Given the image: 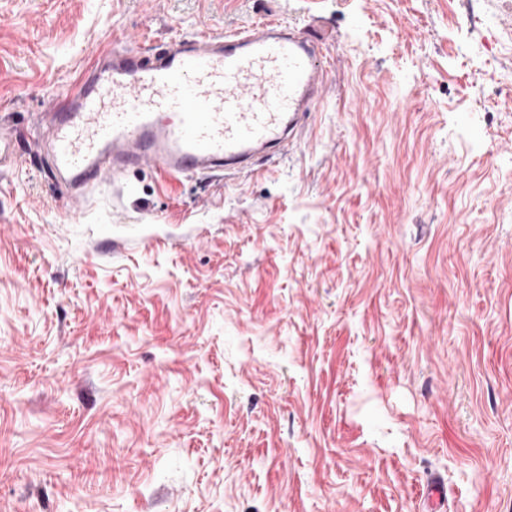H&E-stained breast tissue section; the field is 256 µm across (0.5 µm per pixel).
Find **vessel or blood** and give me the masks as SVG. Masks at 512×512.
Wrapping results in <instances>:
<instances>
[{"label": "vessel or blood", "mask_w": 512, "mask_h": 512, "mask_svg": "<svg viewBox=\"0 0 512 512\" xmlns=\"http://www.w3.org/2000/svg\"><path fill=\"white\" fill-rule=\"evenodd\" d=\"M42 132L54 180L87 191L132 166L241 172L287 152L325 92L311 38L278 24L96 50Z\"/></svg>", "instance_id": "1"}]
</instances>
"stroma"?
<instances>
[{"instance_id":"stroma-1","label":"stroma","mask_w":512,"mask_h":512,"mask_svg":"<svg viewBox=\"0 0 512 512\" xmlns=\"http://www.w3.org/2000/svg\"><path fill=\"white\" fill-rule=\"evenodd\" d=\"M0 0V512H512V0ZM276 23L326 89L253 172L80 203L91 49Z\"/></svg>"}]
</instances>
